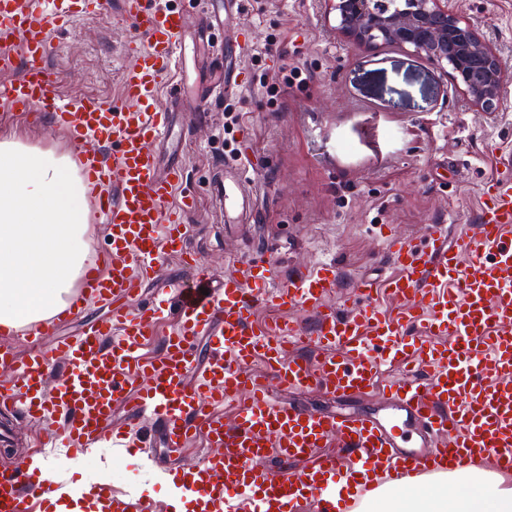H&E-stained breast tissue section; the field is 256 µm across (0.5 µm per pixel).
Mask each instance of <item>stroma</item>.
Listing matches in <instances>:
<instances>
[{"label":"stroma","instance_id":"stroma-1","mask_svg":"<svg viewBox=\"0 0 512 512\" xmlns=\"http://www.w3.org/2000/svg\"><path fill=\"white\" fill-rule=\"evenodd\" d=\"M451 4L497 49L503 69L512 70V0ZM121 10V0H112L109 12L50 27L47 64L57 93L122 101L123 51L134 32ZM227 24L232 36L217 29L210 43L223 46L236 88L208 111L194 112L178 96L182 74L173 69L155 100L173 132L156 146L160 165L182 166V190L195 197L183 219L185 247L209 274L222 275L229 262L240 269L265 262L283 283L305 266L333 259L343 274L332 299L337 305L355 280L390 274L385 226L420 242L431 224L447 225L452 242L458 227L476 226L483 182L512 155V78L503 84L498 110L479 111L431 61L397 47L367 50L344 42L331 28L325 0H242ZM290 65L307 72V85L285 89L270 103L262 86ZM228 104L240 113L235 136L254 181L249 222L231 233L215 198L225 167L236 163L224 153ZM0 138L58 154L72 149L49 118L10 115L1 101ZM50 434L63 436V418L40 426L16 421L0 466L15 464L23 449ZM36 461L64 487L97 482L144 496L151 512H167L171 501L168 480L143 462L113 458L108 447L77 462L56 450Z\"/></svg>","mask_w":512,"mask_h":512}]
</instances>
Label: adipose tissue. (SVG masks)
Wrapping results in <instances>:
<instances>
[{
  "mask_svg": "<svg viewBox=\"0 0 512 512\" xmlns=\"http://www.w3.org/2000/svg\"><path fill=\"white\" fill-rule=\"evenodd\" d=\"M87 187L69 157L0 141V325L60 312L89 253ZM403 494L384 484L356 512H512V481L464 467L424 476Z\"/></svg>",
  "mask_w": 512,
  "mask_h": 512,
  "instance_id": "adipose-tissue-1",
  "label": "adipose tissue"
}]
</instances>
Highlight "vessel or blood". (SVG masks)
<instances>
[{"mask_svg":"<svg viewBox=\"0 0 512 512\" xmlns=\"http://www.w3.org/2000/svg\"><path fill=\"white\" fill-rule=\"evenodd\" d=\"M84 0H0V70H19L0 84V100L17 112L51 118L68 131L74 158L95 203V219L109 239L106 268H87L77 294L56 323L14 332L0 345V412L42 421L66 413L69 459L86 455L123 403L131 423L150 416L167 448L195 435L207 445L198 461L178 465L158 455L151 439L113 435L112 446L171 477L175 499L198 512H351L378 483L415 490L419 477L481 464L512 471V160L482 188L479 224L449 242L433 224L426 243L385 232L392 275L360 280L354 302H329L340 286L336 262L321 261L274 281L270 265L225 272L207 291L171 282L157 302L128 311L162 254L181 256L186 227L169 201L180 167L161 171L156 146L168 135L166 112L154 109L162 77L182 61L188 27L180 9L155 0H124L137 37L125 50L123 102L71 99L54 91L46 67L49 26L80 15ZM225 183V213L247 221L248 169L239 164ZM261 296L274 309L313 316L256 320ZM175 297L181 317L159 358L139 351ZM112 305V319L77 337L56 336L57 323L89 303ZM209 341L200 356L198 337ZM28 343L19 353L17 341ZM310 356L298 354V347ZM265 376L251 371L255 361ZM64 372H57V365ZM400 375L384 379V368ZM317 389L336 401L369 397L376 413L309 411L283 392ZM233 406V421L223 409ZM352 449L342 465L329 446ZM300 463L297 471L289 463ZM74 512L86 503L105 512H145L141 498L86 488L62 495L48 473L24 465L0 470V512Z\"/></svg>","mask_w":512,"mask_h":512,"instance_id":"1","label":"vessel or blood"}]
</instances>
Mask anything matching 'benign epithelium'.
I'll list each match as a JSON object with an SVG mask.
<instances>
[{
  "mask_svg": "<svg viewBox=\"0 0 512 512\" xmlns=\"http://www.w3.org/2000/svg\"><path fill=\"white\" fill-rule=\"evenodd\" d=\"M334 30L365 49L395 46L451 70V82L477 109L497 110L503 84L500 56L448 0H400L388 10L381 0H326Z\"/></svg>",
  "mask_w": 512,
  "mask_h": 512,
  "instance_id": "obj_1",
  "label": "benign epithelium"
}]
</instances>
